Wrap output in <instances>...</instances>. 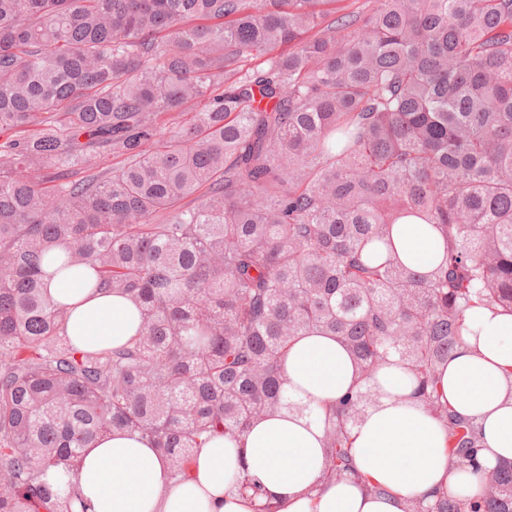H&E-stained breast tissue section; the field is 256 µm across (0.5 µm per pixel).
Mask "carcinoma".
<instances>
[{"instance_id":"1","label":"carcinoma","mask_w":512,"mask_h":512,"mask_svg":"<svg viewBox=\"0 0 512 512\" xmlns=\"http://www.w3.org/2000/svg\"><path fill=\"white\" fill-rule=\"evenodd\" d=\"M358 2L0 0V512H89L70 477L112 431L181 481L213 434L312 414L281 363L310 333L356 369L327 478L392 354L474 459L437 381L468 309L512 313V0ZM397 224L437 229L442 262L407 266ZM58 248L139 308L128 343L66 337ZM404 512H512V464Z\"/></svg>"}]
</instances>
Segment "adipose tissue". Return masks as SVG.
<instances>
[{"label": "adipose tissue", "mask_w": 512, "mask_h": 512, "mask_svg": "<svg viewBox=\"0 0 512 512\" xmlns=\"http://www.w3.org/2000/svg\"><path fill=\"white\" fill-rule=\"evenodd\" d=\"M395 244L407 265L433 266L443 253L427 224H400ZM48 295L67 307L65 331L82 349L125 344L141 325L126 298L86 286L80 273L50 280ZM289 396L320 408L355 383V364L332 336L297 338L283 356ZM381 391L352 433L354 475L325 479L323 425L315 417L282 413L256 423L238 441L213 438L176 483L167 459L138 435L112 433L86 449L74 480L90 512H256L272 501L278 512H403L406 499L435 491L472 497L481 473L512 462V314L477 306L468 310L460 344L441 371L438 392L460 416L478 426L483 446L475 466L455 463L448 433L412 397V379L397 362L377 376ZM258 478L254 500L235 492L240 472ZM384 487L368 494L365 481Z\"/></svg>", "instance_id": "obj_1"}]
</instances>
